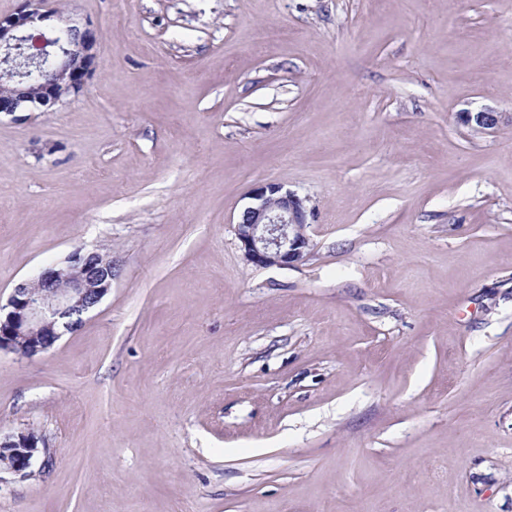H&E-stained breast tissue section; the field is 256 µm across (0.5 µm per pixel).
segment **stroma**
Masks as SVG:
<instances>
[{
	"mask_svg": "<svg viewBox=\"0 0 512 512\" xmlns=\"http://www.w3.org/2000/svg\"><path fill=\"white\" fill-rule=\"evenodd\" d=\"M84 90L0 115V305L75 249L112 288L30 358L0 512H512V0H44ZM278 183L307 259L246 262ZM458 118L463 125L470 127L475 133L494 130L505 121L512 124V113L497 112L490 107H486L479 112H459ZM249 198L235 223L244 259L260 267L305 261L310 247L306 200L278 183L253 189ZM38 438L34 436L0 438V470L25 473L31 467L38 449Z\"/></svg>",
	"mask_w": 512,
	"mask_h": 512,
	"instance_id": "35a3bbf8",
	"label": "stroma"
}]
</instances>
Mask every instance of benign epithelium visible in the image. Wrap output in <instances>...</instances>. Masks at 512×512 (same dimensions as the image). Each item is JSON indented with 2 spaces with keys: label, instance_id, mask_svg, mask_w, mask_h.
<instances>
[{
  "label": "benign epithelium",
  "instance_id": "1",
  "mask_svg": "<svg viewBox=\"0 0 512 512\" xmlns=\"http://www.w3.org/2000/svg\"><path fill=\"white\" fill-rule=\"evenodd\" d=\"M98 41L97 28L73 24L43 9L39 0H27L18 12L0 17V113L50 112L81 92L95 68ZM46 57L52 78H30ZM458 118L476 133L512 124V113L490 107ZM250 199L235 225L244 259L260 267L305 261L310 247L306 200L279 183L253 189ZM113 269L112 257L77 248L63 264L18 283L7 305L0 306V351L32 357L50 349L73 330L63 316L74 312L82 318L98 306L112 288ZM37 449L33 436L0 440V470L26 472Z\"/></svg>",
  "mask_w": 512,
  "mask_h": 512
}]
</instances>
